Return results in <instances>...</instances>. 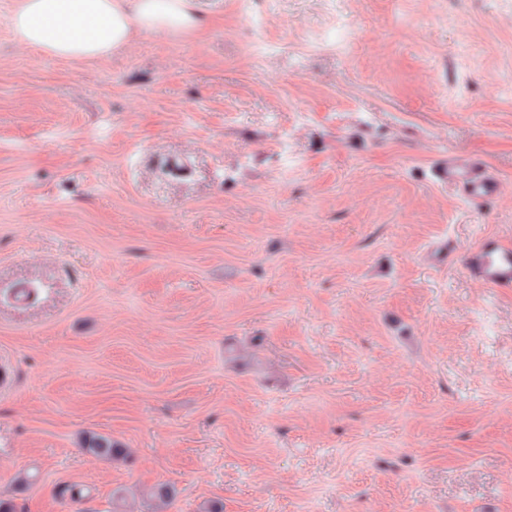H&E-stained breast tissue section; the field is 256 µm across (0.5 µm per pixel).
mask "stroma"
I'll list each match as a JSON object with an SVG mask.
<instances>
[{
	"instance_id": "stroma-1",
	"label": "stroma",
	"mask_w": 512,
	"mask_h": 512,
	"mask_svg": "<svg viewBox=\"0 0 512 512\" xmlns=\"http://www.w3.org/2000/svg\"><path fill=\"white\" fill-rule=\"evenodd\" d=\"M18 2L0 498L512 512V295L428 256L512 237V0H199L202 30L82 61L18 42ZM468 156L483 209L438 176ZM83 450L99 458H114L123 453V448L112 442V438L97 434L85 439Z\"/></svg>"
}]
</instances>
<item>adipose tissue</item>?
<instances>
[{"label": "adipose tissue", "mask_w": 512, "mask_h": 512, "mask_svg": "<svg viewBox=\"0 0 512 512\" xmlns=\"http://www.w3.org/2000/svg\"><path fill=\"white\" fill-rule=\"evenodd\" d=\"M204 23L196 0H20L10 17L20 43L63 60L101 59L136 34Z\"/></svg>", "instance_id": "1"}]
</instances>
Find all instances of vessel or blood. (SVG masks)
I'll return each mask as SVG.
<instances>
[{"mask_svg":"<svg viewBox=\"0 0 512 512\" xmlns=\"http://www.w3.org/2000/svg\"><path fill=\"white\" fill-rule=\"evenodd\" d=\"M445 178L468 205L481 207L497 195L499 181L480 158L469 161L452 160ZM464 265L467 273L483 285L497 291H512V239L495 235L484 236L467 253Z\"/></svg>","mask_w":512,"mask_h":512,"instance_id":"1","label":"vessel or blood"}]
</instances>
